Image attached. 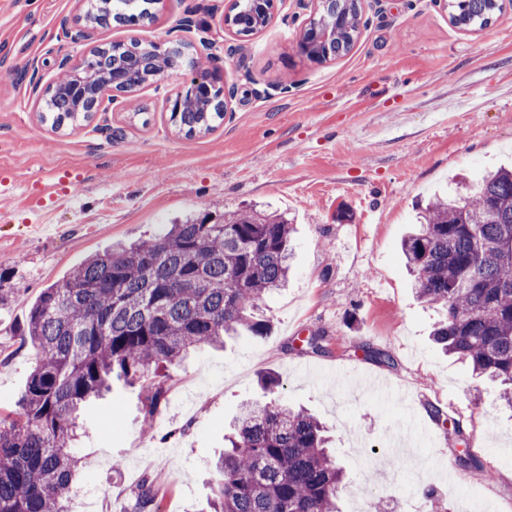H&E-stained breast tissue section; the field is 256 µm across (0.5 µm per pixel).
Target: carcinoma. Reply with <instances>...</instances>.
Wrapping results in <instances>:
<instances>
[{
	"instance_id": "carcinoma-1",
	"label": "carcinoma",
	"mask_w": 512,
	"mask_h": 512,
	"mask_svg": "<svg viewBox=\"0 0 512 512\" xmlns=\"http://www.w3.org/2000/svg\"><path fill=\"white\" fill-rule=\"evenodd\" d=\"M151 0L88 5L84 19H150ZM503 8L493 0L448 5L453 26L487 27ZM271 14L254 0H234L227 16L249 36ZM330 38L315 43L328 58L348 51L360 32L361 10L344 0L333 14L317 15ZM152 44L117 45L108 65L151 62ZM195 108L187 137L207 134L221 119L216 106ZM51 127L82 116L46 103ZM291 227L278 214L256 210L224 216L220 224L176 222L159 235L87 258L66 279L41 290L28 311L26 336L35 361L16 416L0 418V512H67L79 459L72 443L82 411L110 393L161 369L179 365L203 344L228 336L271 332L260 303L288 284ZM406 266L423 301L442 310L434 342L495 382L512 406V169L427 202L417 231L402 243ZM142 394L145 418L165 400V379ZM269 399L242 408L228 446L215 465L213 512H341L343 473L326 427L279 396L280 379L262 376ZM152 482L137 493L136 512H151Z\"/></svg>"
}]
</instances>
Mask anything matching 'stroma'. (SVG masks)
I'll return each mask as SVG.
<instances>
[{"label": "stroma", "mask_w": 512, "mask_h": 512, "mask_svg": "<svg viewBox=\"0 0 512 512\" xmlns=\"http://www.w3.org/2000/svg\"><path fill=\"white\" fill-rule=\"evenodd\" d=\"M228 8L159 0L153 21L111 22L75 41L61 24L83 25L80 0H0V268L14 291L0 307V416L16 412L34 365L24 329L43 287L174 219L255 208L294 226L292 283L261 304L271 334L197 348L172 370L152 419L138 384L89 409L71 512H132L146 478L160 512H210L224 430L243 402L264 401L267 373L288 405L327 426L347 473L344 512L358 489L379 493L387 512H456L452 478L478 490V512H512V407L432 342L440 314L418 298L401 251L418 204L458 175L512 165V4L469 32L452 26L443 0H366L352 49L321 64L297 49L312 0H276L249 37L225 29ZM132 38L210 55L231 107L215 131L187 137L171 117L198 75L186 65L83 125L40 122L17 71L37 63L47 86L60 60ZM65 171L80 182L46 193ZM37 220L46 231L33 230ZM317 334L324 352L305 350ZM368 346L391 363L366 356ZM364 372L407 388L417 415L361 388ZM465 447L478 466H459Z\"/></svg>", "instance_id": "stroma-1"}]
</instances>
